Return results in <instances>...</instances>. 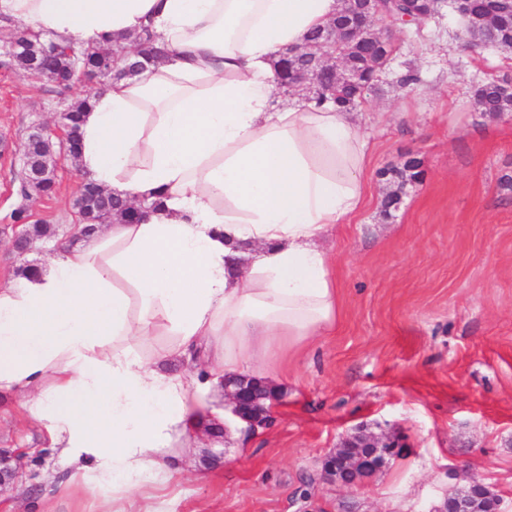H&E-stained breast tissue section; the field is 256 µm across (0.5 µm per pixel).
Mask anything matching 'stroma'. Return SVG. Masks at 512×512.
Instances as JSON below:
<instances>
[{
	"mask_svg": "<svg viewBox=\"0 0 512 512\" xmlns=\"http://www.w3.org/2000/svg\"><path fill=\"white\" fill-rule=\"evenodd\" d=\"M451 7L395 33V51L359 106L371 150L366 203L337 225L332 255L340 303L333 334L284 359L265 424H220L224 455L186 456L165 489L126 497L127 512H441L478 480L512 512V113L475 112L491 77L512 78V50L472 51ZM414 69L417 85L400 87ZM58 99L0 54V283L44 266L47 252L11 247L13 215L76 242L72 161L56 193L25 197L16 165L31 124L55 126ZM420 160L398 207L382 170ZM363 427L398 435L403 453L359 484L327 479L324 463ZM0 448L22 452L0 512H99L106 490L58 493L48 481L58 449L0 401Z\"/></svg>",
	"mask_w": 512,
	"mask_h": 512,
	"instance_id": "1",
	"label": "stroma"
}]
</instances>
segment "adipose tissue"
<instances>
[{
    "label": "adipose tissue",
    "mask_w": 512,
    "mask_h": 512,
    "mask_svg": "<svg viewBox=\"0 0 512 512\" xmlns=\"http://www.w3.org/2000/svg\"><path fill=\"white\" fill-rule=\"evenodd\" d=\"M341 0H0V25L109 47L151 25L167 52L140 79L92 91L81 175L132 203L136 223L0 284V398L60 450L63 494L131 493L183 474L224 379L267 381L278 359L334 330L340 307L319 243L364 204L369 141L326 103L275 106L273 62ZM171 336L145 359L136 344ZM186 370L165 369L168 361Z\"/></svg>",
    "instance_id": "ef3b65f1"
}]
</instances>
